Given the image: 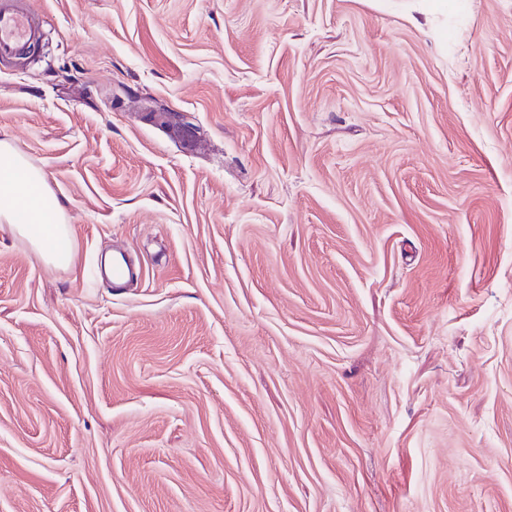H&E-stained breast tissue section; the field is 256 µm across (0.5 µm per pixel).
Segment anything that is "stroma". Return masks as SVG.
Masks as SVG:
<instances>
[{"label":"stroma","instance_id":"stroma-1","mask_svg":"<svg viewBox=\"0 0 512 512\" xmlns=\"http://www.w3.org/2000/svg\"><path fill=\"white\" fill-rule=\"evenodd\" d=\"M27 7L0 512H512V0ZM62 206L47 188L42 172L32 167L9 142L0 139V224L26 238L48 263L68 265L71 238Z\"/></svg>","mask_w":512,"mask_h":512}]
</instances>
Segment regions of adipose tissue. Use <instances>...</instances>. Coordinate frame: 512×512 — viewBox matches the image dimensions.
Listing matches in <instances>:
<instances>
[{"mask_svg": "<svg viewBox=\"0 0 512 512\" xmlns=\"http://www.w3.org/2000/svg\"><path fill=\"white\" fill-rule=\"evenodd\" d=\"M0 224L26 238L46 262L70 263L71 228L64 222L61 204L42 172L4 139H0Z\"/></svg>", "mask_w": 512, "mask_h": 512, "instance_id": "obj_1", "label": "adipose tissue"}]
</instances>
